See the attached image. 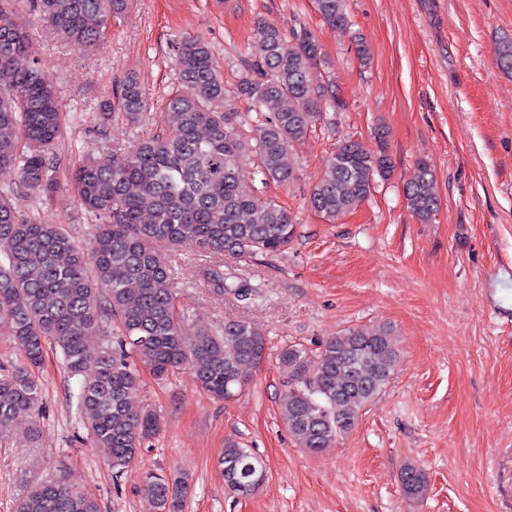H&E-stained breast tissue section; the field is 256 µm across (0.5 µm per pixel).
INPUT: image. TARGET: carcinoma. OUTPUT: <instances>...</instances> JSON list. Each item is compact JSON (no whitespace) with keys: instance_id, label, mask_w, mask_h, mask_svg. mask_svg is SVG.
<instances>
[{"instance_id":"1","label":"carcinoma","mask_w":512,"mask_h":512,"mask_svg":"<svg viewBox=\"0 0 512 512\" xmlns=\"http://www.w3.org/2000/svg\"><path fill=\"white\" fill-rule=\"evenodd\" d=\"M347 0H316L323 21L349 24ZM57 32L80 49L92 47L122 15L128 0H33ZM175 69L183 91L165 102L162 121L177 129L139 139L130 149L99 163L88 151L69 172L80 208L96 224L77 240L62 224L40 223L18 200L50 196L64 115L54 81L41 64L25 29L0 25V321L22 352V362L0 373V433L19 414L39 415L42 386L36 371L47 349L61 354L78 381L74 394L87 418L95 448L120 476L144 442L161 429L149 406L133 409L141 378L133 359L156 376L189 369L196 384L214 398L230 400L245 384L243 368L261 362L264 334L245 320L203 327L189 339L177 303L169 253L192 241L203 256L236 259L273 256L295 235L291 212L241 180L245 162L257 159L262 184L288 185L296 178L295 148L321 115L325 91L315 79L320 51L313 38L285 32L272 22L256 29L255 52L233 88L212 64V49L200 37L174 44ZM256 112L252 136L236 130V105ZM146 102L134 76L125 77L97 113L99 128L114 114L138 124ZM388 129L374 132L375 148L356 140L336 146L314 184L310 208L334 220L370 196L376 179L393 172ZM436 174L424 159L405 186L410 211L424 224L439 208ZM208 287L234 291L244 300L256 290L232 286L222 266L203 269ZM92 333L112 337L92 349ZM400 360L384 327H354L327 340L314 356L297 344L283 348L279 365L288 372L279 406L298 447L319 453L346 437L389 383ZM226 490L241 497L261 488L262 462L240 442H225L220 459ZM404 497L424 498L423 470L401 472ZM143 490L157 512H181L185 482L149 472ZM15 512H100L98 503L58 480L35 483L18 499Z\"/></svg>"}]
</instances>
